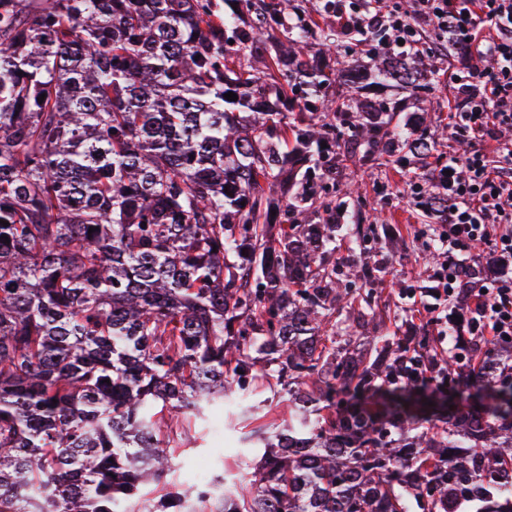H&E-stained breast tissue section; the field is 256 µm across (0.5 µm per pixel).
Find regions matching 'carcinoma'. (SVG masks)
Returning <instances> with one entry per match:
<instances>
[{"label":"carcinoma","mask_w":512,"mask_h":512,"mask_svg":"<svg viewBox=\"0 0 512 512\" xmlns=\"http://www.w3.org/2000/svg\"><path fill=\"white\" fill-rule=\"evenodd\" d=\"M234 2L0 0V512H181L171 433L239 420L259 379L288 426L249 432L246 489L200 512H512V379L481 377L512 345L422 376L438 337L390 330L375 268L308 223L378 235L332 160L402 168L431 128L359 97L357 29ZM392 41L363 77L422 102L436 46L465 50Z\"/></svg>","instance_id":"1"}]
</instances>
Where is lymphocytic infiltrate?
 Segmentation results:
<instances>
[{
    "instance_id": "obj_1",
    "label": "lymphocytic infiltrate",
    "mask_w": 512,
    "mask_h": 512,
    "mask_svg": "<svg viewBox=\"0 0 512 512\" xmlns=\"http://www.w3.org/2000/svg\"><path fill=\"white\" fill-rule=\"evenodd\" d=\"M336 17L370 34L391 29L397 40L420 42L425 24L452 26L467 47L469 62L453 72L458 92L449 105V119L462 139L476 147L464 158L449 159L448 213L442 214L439 241L451 255L438 272L445 297L458 292L463 256L485 248L494 270L483 286L467 291V305L450 325L468 335L512 343V143L486 152L497 128L512 127V0H413L412 12L390 9L378 14L362 9L347 13L338 0ZM492 56L495 67L478 66Z\"/></svg>"
}]
</instances>
